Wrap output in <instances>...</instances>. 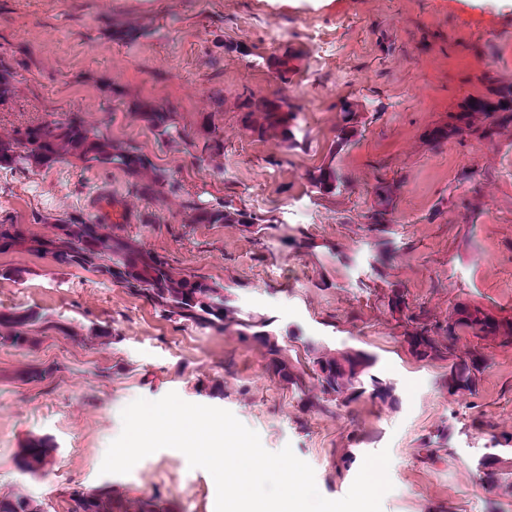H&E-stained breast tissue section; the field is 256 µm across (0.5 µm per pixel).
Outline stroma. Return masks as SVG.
<instances>
[{
	"instance_id": "35a3bbf8",
	"label": "stroma",
	"mask_w": 512,
	"mask_h": 512,
	"mask_svg": "<svg viewBox=\"0 0 512 512\" xmlns=\"http://www.w3.org/2000/svg\"><path fill=\"white\" fill-rule=\"evenodd\" d=\"M476 27L485 40L472 38ZM284 46L298 54L287 84L267 63ZM0 65L23 86L17 109L82 113L114 141L142 146L180 184L149 202L111 165L68 156L35 170L17 164L0 168V219L48 233L56 219L92 221L97 202L126 199L151 217L125 225L126 236L222 286L301 369L311 367L307 346L359 349L397 398L325 403L313 379L297 388L271 376L234 330L168 316L89 269L0 253V269L23 272L0 281V310L50 323L32 347L0 340V495L67 512L73 489L106 488L155 497L166 512H215L211 474L177 450L125 475L100 472L122 410L173 391L231 411L268 451L291 446L326 498L345 496L361 458L385 449L393 488L382 512H512V477L494 485L478 468L492 433L512 432V345L488 337L475 391L452 395L449 361L415 358L387 306L395 289L441 320L464 306L512 323V119L486 140L450 132L465 99L512 83V0H112L108 13L99 0H0ZM276 92L301 107L296 143L258 137L238 119L246 94ZM344 98L361 127L337 153L340 181L325 192L308 173L329 152ZM144 101L173 107L190 134L222 109L223 155L198 161L170 148L139 117ZM228 195L270 228L184 223L186 199L211 207ZM384 208L389 222L368 224ZM33 368L49 374L29 380ZM34 438L54 449L32 476L16 460ZM350 452L356 459L344 464Z\"/></svg>"
}]
</instances>
